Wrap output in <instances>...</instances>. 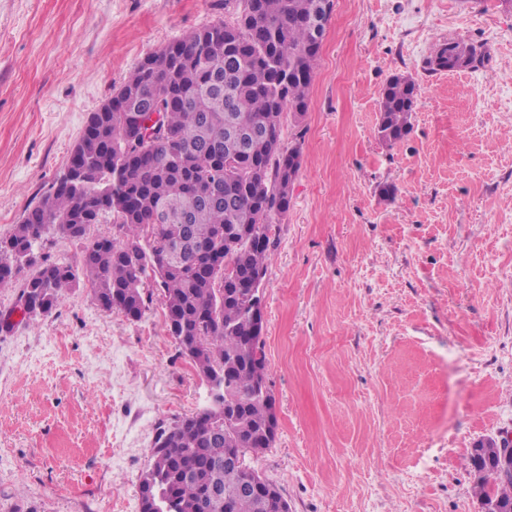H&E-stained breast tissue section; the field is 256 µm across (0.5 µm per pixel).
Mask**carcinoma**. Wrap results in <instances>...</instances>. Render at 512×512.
Returning a JSON list of instances; mask_svg holds the SVG:
<instances>
[{"label": "carcinoma", "mask_w": 512, "mask_h": 512, "mask_svg": "<svg viewBox=\"0 0 512 512\" xmlns=\"http://www.w3.org/2000/svg\"><path fill=\"white\" fill-rule=\"evenodd\" d=\"M235 19L192 30L144 58L94 112L69 163L76 177L54 181L41 202L0 238V285L23 266L25 316H47L86 282L99 306L140 320L158 297L179 356L212 385V403L158 427L148 448L140 495L163 512H289L279 487L255 462L277 432L267 384L259 303L248 283L267 274L275 247L273 219L290 206L300 147H284V114L300 123L333 0H224ZM472 43L442 44L429 69L454 72L484 64ZM418 86L391 76L380 92L375 135L406 138ZM162 116L159 137L131 128L135 112ZM112 219L110 237L90 235ZM55 229L82 242L79 260L37 259ZM206 253L197 256L199 246ZM250 458L224 469V451ZM481 502L512 508V475L478 441L469 454Z\"/></svg>", "instance_id": "carcinoma-1"}]
</instances>
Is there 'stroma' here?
Wrapping results in <instances>:
<instances>
[{
	"mask_svg": "<svg viewBox=\"0 0 512 512\" xmlns=\"http://www.w3.org/2000/svg\"><path fill=\"white\" fill-rule=\"evenodd\" d=\"M224 0H0V238L61 175L89 115L148 54L232 20ZM448 40L485 65L431 72ZM410 134H374L395 74ZM301 167L264 282L276 441L257 462L290 512H483L469 452L512 435V6L334 0ZM0 285V512H140L160 424L209 386L164 319L89 284L15 317Z\"/></svg>",
	"mask_w": 512,
	"mask_h": 512,
	"instance_id": "obj_1",
	"label": "stroma"
}]
</instances>
